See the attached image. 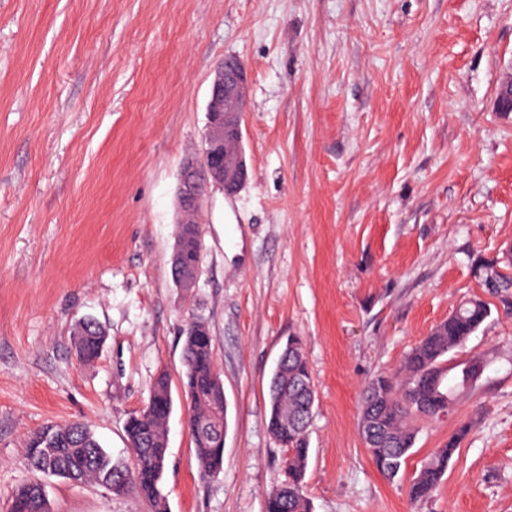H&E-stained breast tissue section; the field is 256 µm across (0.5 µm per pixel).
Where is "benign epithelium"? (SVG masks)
<instances>
[{
  "label": "benign epithelium",
  "instance_id": "1",
  "mask_svg": "<svg viewBox=\"0 0 512 512\" xmlns=\"http://www.w3.org/2000/svg\"><path fill=\"white\" fill-rule=\"evenodd\" d=\"M246 84L247 72L243 65L234 66L227 60L218 64L217 75L211 85L209 111L224 113L226 124H209L207 138L216 149L204 154L199 160L190 161L194 167L212 170V177L220 185L236 180L247 171L240 144L238 117L246 104ZM496 106L503 115H512L511 72L498 85ZM179 192L182 215L189 217L197 213L203 197L198 185L190 184L182 177Z\"/></svg>",
  "mask_w": 512,
  "mask_h": 512
}]
</instances>
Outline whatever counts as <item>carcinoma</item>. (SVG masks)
I'll use <instances>...</instances> for the list:
<instances>
[{"label": "carcinoma", "instance_id": "cac0c4a2", "mask_svg": "<svg viewBox=\"0 0 512 512\" xmlns=\"http://www.w3.org/2000/svg\"><path fill=\"white\" fill-rule=\"evenodd\" d=\"M176 235L179 250L175 266L193 273L201 257L200 227L189 222L179 224ZM487 268L490 273L485 278V288L498 296L505 309H512V275L508 273L512 264L498 268L490 263ZM490 316V305L484 300L460 304L407 355L398 372L379 375L366 387L359 429L369 456L387 478L398 475L415 444V419L444 416L462 395L472 391L476 384L472 370L481 361L475 356L456 360L451 355L462 349ZM191 325L201 328L202 334L184 336L181 389L189 406L188 429L200 474L211 478L224 468V445L210 433L226 426L224 387L214 363L209 326L202 319L191 321ZM104 342L103 328L91 318L80 321L72 336L75 351L85 363L99 357ZM315 399L307 360L297 339L294 349L285 355L280 372L270 382L268 428L274 439L288 449V480L269 492L266 512H311L305 494L309 459L306 429ZM172 408L171 379L163 371L153 382L145 408L131 414L125 423L128 450L135 459L132 469L114 460L83 422L48 425L31 434L26 458L33 469L67 481L91 482L103 488L120 483V494L133 488L154 512H165L160 483L167 461V421ZM467 432L468 426H460L427 458L411 480V500L424 499L437 488ZM14 501L26 504L27 512H52L38 483L18 488Z\"/></svg>", "mask_w": 512, "mask_h": 512}]
</instances>
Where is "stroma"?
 <instances>
[{"label": "stroma", "instance_id": "1", "mask_svg": "<svg viewBox=\"0 0 512 512\" xmlns=\"http://www.w3.org/2000/svg\"><path fill=\"white\" fill-rule=\"evenodd\" d=\"M247 71L248 179L209 185L196 285L170 269L179 172L200 155L221 58ZM512 0H0V512L43 484L52 512H152L29 469L28 435L89 424L130 459L124 425L154 378L179 381L184 330L209 324L224 383V469L201 479L176 401L167 512H264L287 478L269 381L300 337L317 399L312 512H512V314L465 354L473 391L425 418L400 474L358 430L365 385L470 297L512 247ZM107 333L81 363L79 320ZM440 485L409 483L462 424Z\"/></svg>", "mask_w": 512, "mask_h": 512}]
</instances>
